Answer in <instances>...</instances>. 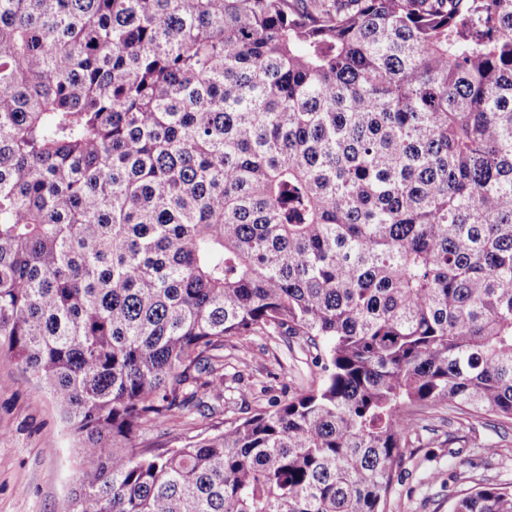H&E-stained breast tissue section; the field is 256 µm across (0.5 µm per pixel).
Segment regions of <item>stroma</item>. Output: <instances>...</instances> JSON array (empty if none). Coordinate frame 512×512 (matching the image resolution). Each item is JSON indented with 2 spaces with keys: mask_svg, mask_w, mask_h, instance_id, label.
<instances>
[{
  "mask_svg": "<svg viewBox=\"0 0 512 512\" xmlns=\"http://www.w3.org/2000/svg\"><path fill=\"white\" fill-rule=\"evenodd\" d=\"M289 345L284 336L234 340L224 350L223 411L211 419L175 416L165 433L182 444L209 434L213 421L249 417L287 399L298 384L318 383L316 368L296 362ZM457 426L453 411L429 415L406 451L386 512H448L449 493L478 483L512 487V428L491 420L452 446L448 434ZM77 446L53 397L20 366L0 360V512H61L75 481Z\"/></svg>",
  "mask_w": 512,
  "mask_h": 512,
  "instance_id": "35a3bbf8",
  "label": "stroma"
}]
</instances>
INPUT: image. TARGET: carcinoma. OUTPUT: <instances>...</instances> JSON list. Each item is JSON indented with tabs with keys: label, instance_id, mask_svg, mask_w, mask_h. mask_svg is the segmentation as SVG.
<instances>
[{
	"label": "carcinoma",
	"instance_id": "carcinoma-1",
	"mask_svg": "<svg viewBox=\"0 0 512 512\" xmlns=\"http://www.w3.org/2000/svg\"><path fill=\"white\" fill-rule=\"evenodd\" d=\"M258 333L318 386L145 439ZM0 358L64 512H383L427 413L512 425V0H0Z\"/></svg>",
	"mask_w": 512,
	"mask_h": 512
}]
</instances>
